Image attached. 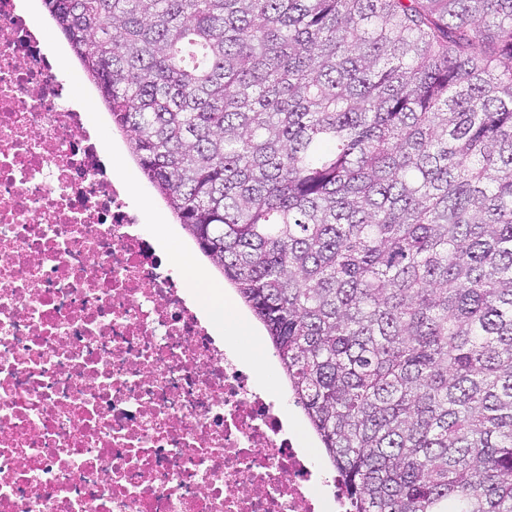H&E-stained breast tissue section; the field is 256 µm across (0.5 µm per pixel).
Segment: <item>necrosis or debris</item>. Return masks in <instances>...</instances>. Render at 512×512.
Here are the masks:
<instances>
[{
  "label": "necrosis or debris",
  "instance_id": "necrosis-or-debris-1",
  "mask_svg": "<svg viewBox=\"0 0 512 512\" xmlns=\"http://www.w3.org/2000/svg\"><path fill=\"white\" fill-rule=\"evenodd\" d=\"M57 71L0 0V512H326Z\"/></svg>",
  "mask_w": 512,
  "mask_h": 512
}]
</instances>
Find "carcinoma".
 Listing matches in <instances>:
<instances>
[{
	"instance_id": "carcinoma-1",
	"label": "carcinoma",
	"mask_w": 512,
	"mask_h": 512,
	"mask_svg": "<svg viewBox=\"0 0 512 512\" xmlns=\"http://www.w3.org/2000/svg\"><path fill=\"white\" fill-rule=\"evenodd\" d=\"M43 3L349 512H512V0Z\"/></svg>"
}]
</instances>
